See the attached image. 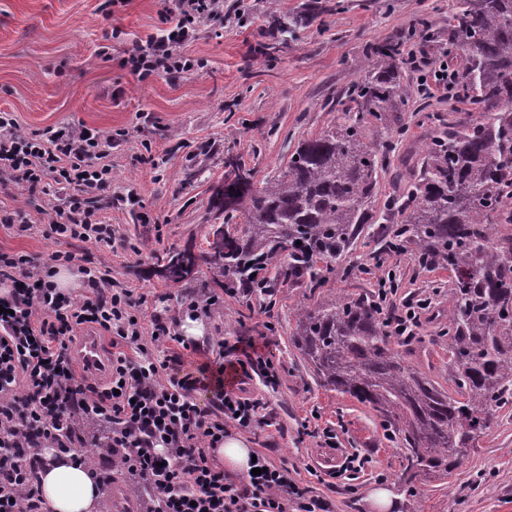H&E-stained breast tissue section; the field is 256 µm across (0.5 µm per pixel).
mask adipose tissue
Masks as SVG:
<instances>
[{
    "instance_id": "ef3b65f1",
    "label": "adipose tissue",
    "mask_w": 512,
    "mask_h": 512,
    "mask_svg": "<svg viewBox=\"0 0 512 512\" xmlns=\"http://www.w3.org/2000/svg\"><path fill=\"white\" fill-rule=\"evenodd\" d=\"M39 478L49 512H96L99 488L87 465L49 452Z\"/></svg>"
}]
</instances>
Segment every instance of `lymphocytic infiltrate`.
I'll list each match as a JSON object with an SVG mask.
<instances>
[{
    "instance_id": "obj_1",
    "label": "lymphocytic infiltrate",
    "mask_w": 512,
    "mask_h": 512,
    "mask_svg": "<svg viewBox=\"0 0 512 512\" xmlns=\"http://www.w3.org/2000/svg\"><path fill=\"white\" fill-rule=\"evenodd\" d=\"M224 0H173L165 26L132 41L123 64L139 79L176 78L193 67L185 47L204 20L222 14ZM116 135L84 126L46 133L21 130L0 113V188L35 190L54 183L58 199L46 236L112 244V227L94 206L112 183L108 159ZM75 256L58 251L49 262L0 250V512H49L39 492L44 460L30 445L62 450L67 434L106 428L89 464L137 478L135 512H327L325 500L298 487L288 467L256 457L257 474L228 477L215 460L229 429L264 424L259 398L242 386L258 376L276 387L279 372L252 343L230 346L227 366L183 371L180 356L163 355L174 335L162 317L143 328L127 289L113 287L100 267H81L87 292L57 287L55 268ZM92 327L118 348L105 386L78 373L72 345ZM212 391L211 406L199 392Z\"/></svg>"
}]
</instances>
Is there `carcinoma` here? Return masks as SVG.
<instances>
[{"label":"carcinoma","instance_id":"1","mask_svg":"<svg viewBox=\"0 0 512 512\" xmlns=\"http://www.w3.org/2000/svg\"><path fill=\"white\" fill-rule=\"evenodd\" d=\"M326 11L321 0H306L298 13L272 17L271 34L282 42ZM403 44L367 46L365 73L345 90L355 111L300 140L278 175L258 180L227 158L230 171L210 205L243 224L213 226L198 256L171 248L158 262L175 284L203 263L202 288L249 295L260 274L277 267L285 281L317 280L316 263L335 260L362 224L400 225L418 263L450 274L444 335L461 398L404 361L367 299L339 296L299 309L293 341L318 382L370 407L400 436V481L412 486L448 473L512 401V236L495 233L512 224V0H462L448 14L441 58L468 116L423 139L416 179L376 214L379 172L405 132ZM376 122L382 130L370 141L366 128Z\"/></svg>","mask_w":512,"mask_h":512}]
</instances>
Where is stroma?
Listing matches in <instances>:
<instances>
[{
	"mask_svg": "<svg viewBox=\"0 0 512 512\" xmlns=\"http://www.w3.org/2000/svg\"><path fill=\"white\" fill-rule=\"evenodd\" d=\"M304 0H224L223 15L203 23L187 52L196 64L172 82L139 81L123 66V51L135 39L157 33L161 0H0V113L10 112L21 128L40 133L73 125L121 133L112 150V184L100 214L111 224L112 247L76 242L69 266L71 291L82 292L78 265L103 262L119 287L129 289L144 319L161 316L186 371L226 355L227 343L243 337L272 358L279 370L276 389L259 378L247 393L262 400L271 425L245 432L253 452L286 465L296 483L322 496L329 512H380L374 494L386 489L391 512H512V404L500 409L489 432L448 474L415 487L399 480L400 442L388 438L375 411L321 386L293 342L295 313L342 294L372 298L376 276L393 271L396 305L423 302L415 338L401 347L406 362L449 395H456L448 366L451 297L448 273L420 266L411 252L377 260L379 225L364 224L350 246L323 270L317 283L300 281L272 294L220 291L210 315L192 318L185 308L196 282L173 287L156 271V254L169 248L204 252L212 225L223 223L211 209V189L224 177V159L239 156L259 176L284 166L299 140L330 125L351 103L343 89L358 78L367 45L400 37L410 20L430 17L447 30L458 0H339L328 14L302 27L295 40L276 44L271 56L260 48L273 42L270 14L299 11ZM120 39H113V29ZM274 43V42H273ZM410 98L403 113L406 132L392 163L379 177L373 210L404 192L416 175L418 149L428 125L425 114L447 119L448 100L432 99L419 112ZM152 149L154 164L142 160ZM55 196L23 186L0 189V209L20 211L46 222ZM63 244L40 230L21 236L0 223V249L45 260ZM197 321L192 340L207 353L183 349L179 336ZM338 436L328 446L318 433ZM361 451L372 464L348 476L332 477L328 458Z\"/></svg>",
	"mask_w": 512,
	"mask_h": 512,
	"instance_id": "stroma-1",
	"label": "stroma"
}]
</instances>
